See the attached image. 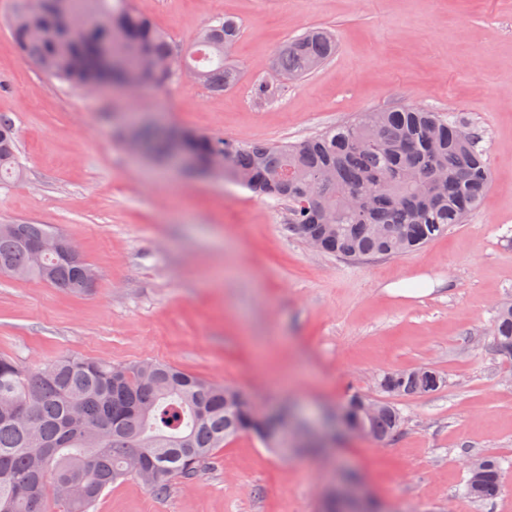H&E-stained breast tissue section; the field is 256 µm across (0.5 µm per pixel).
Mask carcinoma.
Listing matches in <instances>:
<instances>
[{
	"label": "carcinoma",
	"mask_w": 512,
	"mask_h": 512,
	"mask_svg": "<svg viewBox=\"0 0 512 512\" xmlns=\"http://www.w3.org/2000/svg\"><path fill=\"white\" fill-rule=\"evenodd\" d=\"M20 0L11 35L20 51L46 75L73 88L93 82L124 85L141 80L162 86L181 67L208 90L233 86L238 72L224 55L239 36L224 18L202 28L185 53L126 0ZM333 35L312 29L285 42L274 69L302 78L332 57ZM189 150L203 160L224 151V181L288 202V229L321 251L349 258L415 251L463 223L490 181L478 137L455 116L415 106L364 112L350 122L286 144H254L182 129ZM139 140L158 158L168 137L150 123ZM19 172L17 133L0 114V180ZM362 207H344L345 197ZM66 238L48 224H0V273L73 294L92 289L87 265L63 256ZM491 334L512 346V304L498 310ZM389 397L431 394L444 380L418 368L384 374ZM367 397H351L344 413L367 424L378 442L393 438L403 416L381 403L365 418ZM245 432L265 438V423L240 390L213 384L158 361L112 365L62 356L25 370L0 356V512H88L104 491L146 468L163 494L176 480L190 481L217 449ZM466 495L485 501L499 495L502 469L495 459Z\"/></svg>",
	"instance_id": "cac0c4a2"
}]
</instances>
